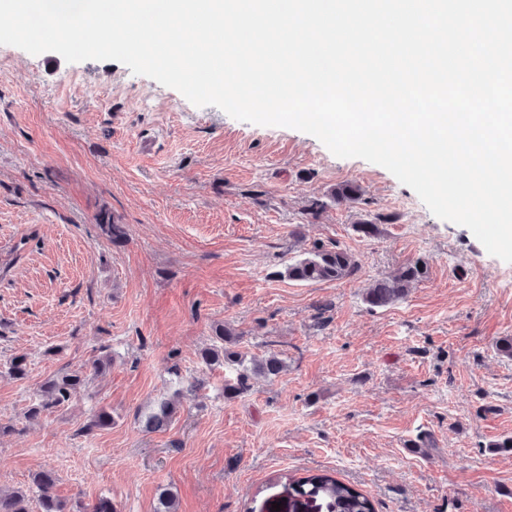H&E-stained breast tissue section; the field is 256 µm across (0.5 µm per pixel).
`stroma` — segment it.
I'll use <instances>...</instances> for the list:
<instances>
[{
    "label": "stroma",
    "mask_w": 512,
    "mask_h": 512,
    "mask_svg": "<svg viewBox=\"0 0 512 512\" xmlns=\"http://www.w3.org/2000/svg\"><path fill=\"white\" fill-rule=\"evenodd\" d=\"M345 182L363 204L329 202ZM314 199L326 208L309 211ZM366 215L385 217L377 236L354 231ZM316 243L346 248L359 272L275 277ZM417 259L428 274L405 298L364 302L371 280ZM219 325L247 356L278 353L282 373L225 398L236 367L200 358ZM506 336L512 263L384 167L195 106L117 61L0 45V423L15 427L0 436V490L49 469L69 512L102 497L154 512L162 488L178 512H271L289 479L327 473L375 512H512ZM17 353L22 380L5 367ZM104 356L67 406L25 420L45 380ZM174 364L204 387L143 433ZM101 409L111 428L84 432Z\"/></svg>",
    "instance_id": "35a3bbf8"
}]
</instances>
